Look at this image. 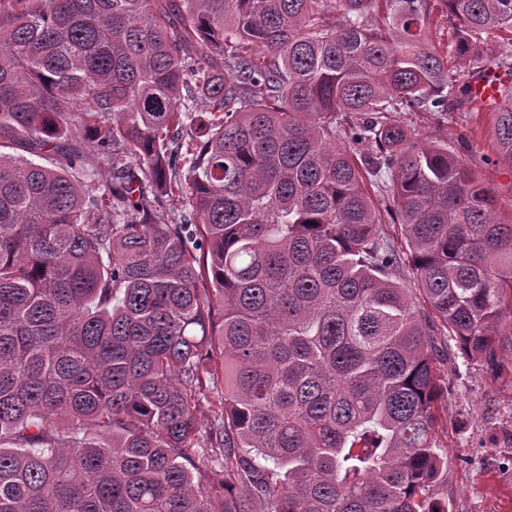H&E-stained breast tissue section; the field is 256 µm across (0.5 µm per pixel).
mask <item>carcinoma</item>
I'll return each instance as SVG.
<instances>
[{"instance_id": "1", "label": "carcinoma", "mask_w": 512, "mask_h": 512, "mask_svg": "<svg viewBox=\"0 0 512 512\" xmlns=\"http://www.w3.org/2000/svg\"><path fill=\"white\" fill-rule=\"evenodd\" d=\"M491 64L512 168V0H0V512H448L435 343L495 355L512 223L394 115ZM156 209V218L160 222H165L170 224L174 218H178L184 210L187 211L189 209L188 201L185 198H173L169 199L168 197L161 198V202L159 204H155Z\"/></svg>"}]
</instances>
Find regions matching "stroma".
I'll return each mask as SVG.
<instances>
[{
	"label": "stroma",
	"instance_id": "stroma-1",
	"mask_svg": "<svg viewBox=\"0 0 512 512\" xmlns=\"http://www.w3.org/2000/svg\"><path fill=\"white\" fill-rule=\"evenodd\" d=\"M469 103L448 118L403 112L398 121L421 138L455 144L457 153L495 197V217L512 220V170L498 162L490 128L471 131ZM494 363L467 361L439 346L436 364L448 380V469L438 492L448 512H512V335L496 339Z\"/></svg>",
	"mask_w": 512,
	"mask_h": 512
}]
</instances>
